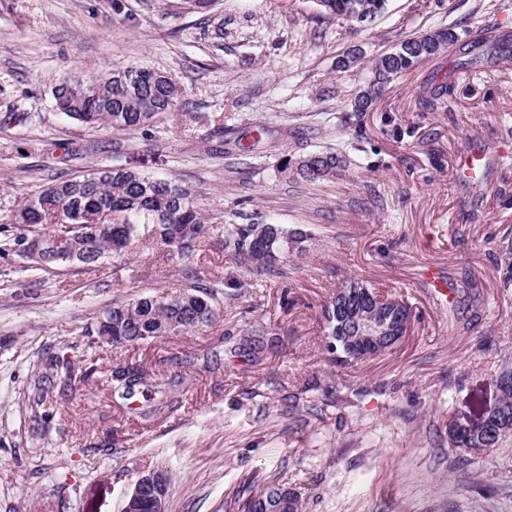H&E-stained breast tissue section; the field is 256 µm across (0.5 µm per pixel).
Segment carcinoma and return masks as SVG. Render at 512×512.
I'll return each mask as SVG.
<instances>
[{
	"instance_id": "cac0c4a2",
	"label": "carcinoma",
	"mask_w": 512,
	"mask_h": 512,
	"mask_svg": "<svg viewBox=\"0 0 512 512\" xmlns=\"http://www.w3.org/2000/svg\"><path fill=\"white\" fill-rule=\"evenodd\" d=\"M327 19H340L363 28L381 14L387 0H313ZM465 56V64L476 62L481 55H505L512 51V35H489L477 44L461 43L454 27L439 28L409 38L377 57L353 99L355 112H368L390 83L401 73L424 59L436 57L451 47ZM129 82L107 81V76L68 78L63 74L54 89L70 92L69 107L61 110L88 129L110 128L116 132L145 129L162 115L181 111L182 89L168 81L164 72L147 67L125 70ZM347 159L332 150L306 154L285 162L283 173L295 166V173L308 182L333 178ZM19 233L8 238L12 249L20 250L29 234H39L51 242V251L68 257L67 266L96 267L112 256L121 258L136 241L147 238L155 249L171 257L189 258L209 233L210 225L196 209L191 192L173 178L153 177L122 166L96 169L74 178H58L41 186L19 205L12 218ZM293 238L280 224L224 225V250L242 267H253L266 274L278 273L279 253ZM188 286L190 306L167 304V293L139 296L115 302L104 309L101 317L112 314V344L134 345L151 342L174 334L182 328L193 331L213 322L221 292L218 284L204 283L196 268L182 269ZM359 285L351 303H373V291L362 281L349 279L347 288ZM325 346L329 360L335 364L355 361L344 354L341 336L346 334L347 320L336 313L334 302L323 311ZM69 382L84 383L102 376L112 393L124 398L135 394L143 384L141 370L130 366L102 369L92 364L75 376L71 363L57 364Z\"/></svg>"
}]
</instances>
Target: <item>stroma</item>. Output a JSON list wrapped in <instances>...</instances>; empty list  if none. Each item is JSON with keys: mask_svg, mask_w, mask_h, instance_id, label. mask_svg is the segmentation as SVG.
<instances>
[{"mask_svg": "<svg viewBox=\"0 0 512 512\" xmlns=\"http://www.w3.org/2000/svg\"><path fill=\"white\" fill-rule=\"evenodd\" d=\"M512 32V0H388L365 28L317 18L313 0H0V225L41 184L122 164L179 179L212 230L190 262L227 289L210 325L140 346L82 335L112 302L185 288L182 262L140 240L125 259L28 270L0 257V512H121L139 474L172 478L167 512H242L270 481L301 512H512V434L464 452L449 424L497 405L512 370V56L461 69L453 52L398 77L368 112L350 100L374 59L420 33ZM357 64L338 66L347 53ZM167 72L186 105L149 129L91 132L54 108L62 73ZM447 83L448 107L421 96ZM335 148L349 163L309 183L284 160ZM481 154L482 185L456 174ZM301 231L284 277L241 268L224 225ZM437 268L453 292L435 295ZM361 278L412 309L392 350L328 359L323 309ZM471 280L485 303L455 290ZM259 357L229 353L239 323ZM137 365L133 398L64 385L49 363ZM50 376L47 402L34 385Z\"/></svg>", "mask_w": 512, "mask_h": 512, "instance_id": "obj_1", "label": "stroma"}]
</instances>
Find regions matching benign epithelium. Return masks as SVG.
Returning a JSON list of instances; mask_svg holds the SVG:
<instances>
[{
  "label": "benign epithelium",
  "mask_w": 512,
  "mask_h": 512,
  "mask_svg": "<svg viewBox=\"0 0 512 512\" xmlns=\"http://www.w3.org/2000/svg\"><path fill=\"white\" fill-rule=\"evenodd\" d=\"M355 335L346 337L349 350L358 358H375L391 350L408 334L412 317L402 309L383 311L378 308H366L355 315ZM504 405L485 416L479 423L468 426L453 425L452 435L467 443L473 449L476 436L483 433L493 420L503 414ZM168 484V475L162 469L152 470L138 476L125 497L122 512H141L144 508L151 512H166L167 498L162 488ZM295 508L294 494L284 493L270 504L262 492L251 499L249 512H289Z\"/></svg>",
  "instance_id": "1"
}]
</instances>
